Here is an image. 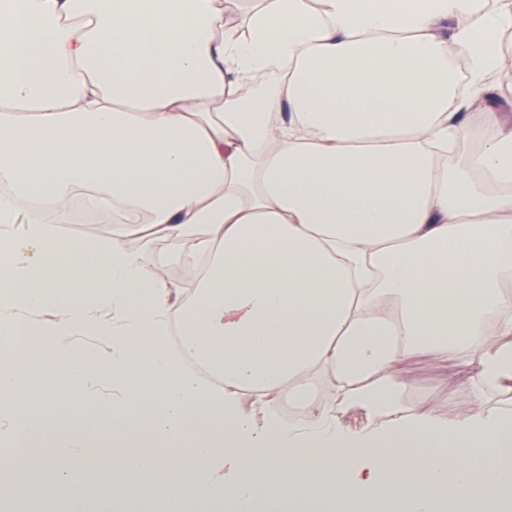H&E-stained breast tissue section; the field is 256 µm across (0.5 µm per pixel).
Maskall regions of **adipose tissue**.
I'll list each match as a JSON object with an SVG mask.
<instances>
[{
    "mask_svg": "<svg viewBox=\"0 0 512 512\" xmlns=\"http://www.w3.org/2000/svg\"><path fill=\"white\" fill-rule=\"evenodd\" d=\"M247 2L0 0V329L101 348L94 374L0 370V498L512 512V410L485 404L512 395V0ZM77 200L117 231L62 235ZM137 224L206 256L191 294L123 245ZM427 357L476 413L410 402L396 370ZM285 389L307 421L255 423L243 395ZM59 410L104 434L49 437Z\"/></svg>",
    "mask_w": 512,
    "mask_h": 512,
    "instance_id": "obj_1",
    "label": "adipose tissue"
}]
</instances>
